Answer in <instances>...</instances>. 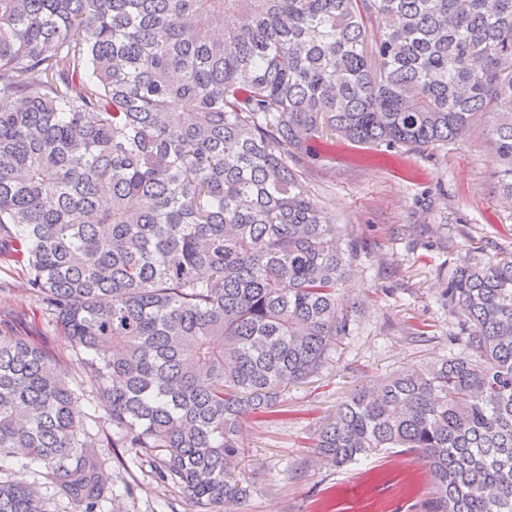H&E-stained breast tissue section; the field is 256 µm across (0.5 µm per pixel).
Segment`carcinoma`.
Instances as JSON below:
<instances>
[{
  "label": "carcinoma",
  "mask_w": 512,
  "mask_h": 512,
  "mask_svg": "<svg viewBox=\"0 0 512 512\" xmlns=\"http://www.w3.org/2000/svg\"><path fill=\"white\" fill-rule=\"evenodd\" d=\"M484 118L512 201V0H0V258L26 272L112 418L92 435L54 355L0 329V512H84L102 449L157 460L197 512L242 505L240 442L355 319L353 258L301 177L314 142L435 152ZM453 356L342 402V467L419 453L424 512H512V255H468ZM44 469L42 464L33 463L26 475V479L29 482L35 483L41 492V494L45 498H49L50 502L53 503L56 507H52L56 512H81V507L76 503L68 500L64 497H61L57 492V487L54 484L45 483V480L42 478V473Z\"/></svg>",
  "instance_id": "1"
}]
</instances>
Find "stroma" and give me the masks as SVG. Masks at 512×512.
<instances>
[{"label": "stroma", "instance_id": "obj_1", "mask_svg": "<svg viewBox=\"0 0 512 512\" xmlns=\"http://www.w3.org/2000/svg\"><path fill=\"white\" fill-rule=\"evenodd\" d=\"M494 149L484 131L425 157L343 142H319L302 178L327 219L353 240L356 257L340 295L353 308L354 336L322 375L289 387L276 421L248 419L241 440L250 450L247 512H421L426 469L411 452H380L335 468L316 461L314 436L356 388L414 363L446 355L450 346L445 272L472 243L485 257L512 254V205L494 177ZM429 327L428 340L410 335ZM0 327L30 336L57 355L64 378L97 436L112 433L79 355L27 290L19 265L0 263ZM114 497L103 512H195L186 494L159 481L155 463L104 451Z\"/></svg>", "mask_w": 512, "mask_h": 512}]
</instances>
